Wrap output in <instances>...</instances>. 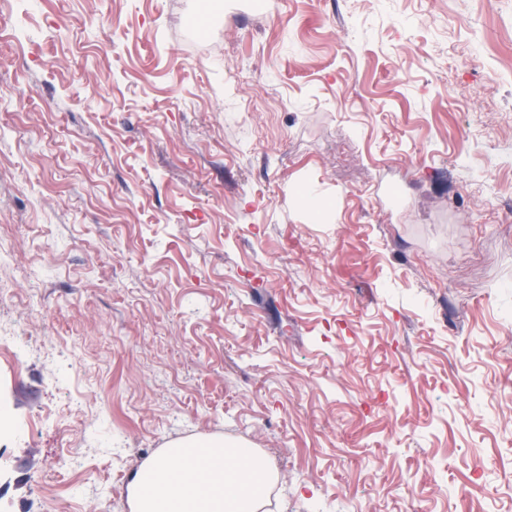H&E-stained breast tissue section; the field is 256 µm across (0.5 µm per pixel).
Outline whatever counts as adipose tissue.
<instances>
[{
    "mask_svg": "<svg viewBox=\"0 0 512 512\" xmlns=\"http://www.w3.org/2000/svg\"><path fill=\"white\" fill-rule=\"evenodd\" d=\"M280 480L252 443L199 437L142 462L129 501L132 512H264Z\"/></svg>",
    "mask_w": 512,
    "mask_h": 512,
    "instance_id": "ef3b65f1",
    "label": "adipose tissue"
}]
</instances>
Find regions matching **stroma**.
<instances>
[{
	"label": "stroma",
	"instance_id": "obj_1",
	"mask_svg": "<svg viewBox=\"0 0 512 512\" xmlns=\"http://www.w3.org/2000/svg\"><path fill=\"white\" fill-rule=\"evenodd\" d=\"M199 3L0 0V512H512V0ZM280 480L252 443L199 437L142 462L129 501L133 512H261Z\"/></svg>",
	"mask_w": 512,
	"mask_h": 512
}]
</instances>
